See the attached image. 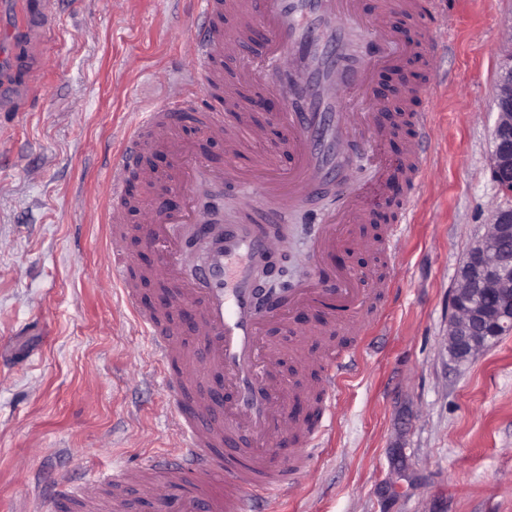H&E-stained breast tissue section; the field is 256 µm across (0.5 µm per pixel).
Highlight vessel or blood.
Instances as JSON below:
<instances>
[{
	"label": "vessel or blood",
	"mask_w": 512,
	"mask_h": 512,
	"mask_svg": "<svg viewBox=\"0 0 512 512\" xmlns=\"http://www.w3.org/2000/svg\"><path fill=\"white\" fill-rule=\"evenodd\" d=\"M56 0H39L29 9L27 31L43 33ZM206 25L195 33L193 64L182 86L167 102L144 113L138 132L129 135L109 175L111 195L126 196L127 173L135 166L149 134L173 155L170 179L145 173L146 181H166L182 205L161 211L157 197L142 203L149 218L141 227L146 245H163L155 275L176 289V303L194 313L199 336L195 348H184L161 311L142 307L127 276L130 258L120 234L109 245L112 269L135 321L150 336V352L163 370V381L174 408L178 450L155 458L147 471L121 468L90 478L82 490L69 484L54 486L50 500L55 512H100V489L112 491V512H124L126 491L144 478L155 481L142 498L143 512H250L256 501L283 491L307 473L321 454L332 430V399L342 376L353 365L355 352L324 344L314 355L295 347L303 368L319 369L313 390L319 403L311 405L310 429L296 431V448L282 457L244 442V431L275 437L295 403L287 381H273L284 350L266 339L270 327L287 325L292 313L320 306L324 297L336 300V317L317 328L326 336L356 321L370 294H382L389 281L372 271L357 275L333 273L330 279H307L273 310L255 303L257 273L274 255L262 228L252 224H214L202 207L206 193L239 175L231 159L254 152L247 174L254 192L267 204L296 208L324 183L342 181L345 189L337 211L325 214L309 246V261L325 266L337 249L356 240V227L368 220L361 187L355 185L345 158L332 145L369 134L385 140L389 127L376 117L394 111L391 100L377 96L375 78L386 68H400L414 57L434 60L439 49L430 30L418 28L398 44L389 21L397 14L420 13V0H202ZM260 36L262 58L268 65L260 82L239 73L235 83L224 80V45L229 34ZM256 92H280L283 107L272 120L284 133L287 166L268 154L255 153L266 138L263 124H247L236 106L238 85ZM395 113L396 122L412 125L416 140L408 142L400 167L381 173L382 186L394 177L409 189L420 186L431 126L427 111ZM191 118L200 135L224 142L228 166L212 164L206 152H185L176 139L184 118ZM410 216L401 212L397 225L367 241L387 259L397 254L396 243Z\"/></svg>",
	"instance_id": "vessel-or-blood-1"
}]
</instances>
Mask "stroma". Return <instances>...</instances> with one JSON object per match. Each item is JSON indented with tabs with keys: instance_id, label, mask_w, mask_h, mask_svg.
<instances>
[{
	"instance_id": "obj_1",
	"label": "stroma",
	"mask_w": 512,
	"mask_h": 512,
	"mask_svg": "<svg viewBox=\"0 0 512 512\" xmlns=\"http://www.w3.org/2000/svg\"><path fill=\"white\" fill-rule=\"evenodd\" d=\"M511 21L512 0H453L436 65L418 63L414 88H432L428 163L380 319L337 334L360 349L325 453L254 512H512V335L462 367L447 344L457 270L502 200L489 156ZM202 22L198 0H57L36 40L0 15V64L18 87L0 112V512H43L53 483L172 450L149 339L110 277L106 177L139 113L182 81ZM34 68L44 81L24 90ZM340 150L381 208L369 144ZM252 198L227 186L225 216L284 225L276 252L295 265L338 204L332 184L282 215Z\"/></svg>"
}]
</instances>
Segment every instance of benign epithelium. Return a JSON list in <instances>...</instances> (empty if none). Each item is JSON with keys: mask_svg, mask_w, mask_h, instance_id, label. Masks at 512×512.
I'll list each match as a JSON object with an SVG mask.
<instances>
[{"mask_svg": "<svg viewBox=\"0 0 512 512\" xmlns=\"http://www.w3.org/2000/svg\"><path fill=\"white\" fill-rule=\"evenodd\" d=\"M496 120L490 172L503 201L490 211L484 232L469 247L451 289L448 355L458 366L471 363L512 333V25L495 83ZM290 271L261 283L265 294L291 288Z\"/></svg>", "mask_w": 512, "mask_h": 512, "instance_id": "1", "label": "benign epithelium"}]
</instances>
